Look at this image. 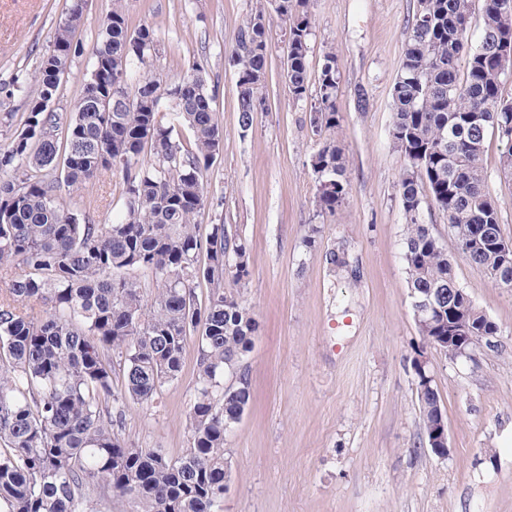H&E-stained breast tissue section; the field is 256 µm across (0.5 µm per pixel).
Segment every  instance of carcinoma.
I'll list each match as a JSON object with an SVG mask.
<instances>
[{"label": "carcinoma", "mask_w": 512, "mask_h": 512, "mask_svg": "<svg viewBox=\"0 0 512 512\" xmlns=\"http://www.w3.org/2000/svg\"><path fill=\"white\" fill-rule=\"evenodd\" d=\"M85 0H70L44 56L36 93L0 147V269L10 273L0 299V512H223L225 442L251 400L241 372L259 324L224 280L246 283L248 243L223 219L200 234L195 217L219 208L204 177L224 141L204 68L193 62L167 86L145 76L155 49L152 27L131 28L120 4L102 23L91 70L65 118L42 107L57 98L62 77L81 52L74 43ZM310 0H267L239 29L228 63L238 76L243 127L265 107L278 21L288 34L285 79L292 99L310 95ZM470 0H420L392 89L391 138L403 156L400 201L410 290L436 305L421 335H448V311L476 330L488 316L458 287L453 263L429 224L425 197L447 218L462 255L491 282L512 288V254L498 202L487 187V135L504 144L502 173L512 176V100L502 84L512 57L496 39H512V0H484L476 42L468 36ZM338 63L327 51L310 125L320 134L339 125ZM109 111L85 109L88 94ZM192 139L175 137L178 127ZM317 203L332 213L348 194L346 160L332 137L312 159ZM120 170L122 210L94 224L61 202L59 191L85 189ZM136 271L148 279L151 293ZM212 285L205 298L197 284ZM197 343L196 397L188 414L190 448L177 458L127 444L121 430L128 403L149 404L180 376ZM123 363L114 385L112 358ZM237 378L224 385V375ZM423 425L440 397L417 395Z\"/></svg>", "instance_id": "cac0c4a2"}]
</instances>
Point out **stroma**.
Wrapping results in <instances>:
<instances>
[{"label": "stroma", "instance_id": "obj_1", "mask_svg": "<svg viewBox=\"0 0 512 512\" xmlns=\"http://www.w3.org/2000/svg\"><path fill=\"white\" fill-rule=\"evenodd\" d=\"M112 0H88L77 38L81 52L62 79L56 112L70 113L90 68ZM67 0H0V114L22 116L43 56L52 48ZM256 0H122L131 25H151L156 50L146 75L171 85L201 62L223 135L210 168L209 196L245 237L251 277L238 290L259 322L245 367L251 404L227 440L231 461L224 512H512V288L494 286L457 248L446 217H422L453 261L459 286L498 326L497 345L476 360L451 359L420 334L403 258L405 215L399 184L404 160L394 147L391 90L419 0H312L308 59L338 62L334 138L347 161L349 192L334 213L319 211L311 160L322 141L310 101L293 100L284 69L288 39L270 31L266 108L243 127L239 88L228 58ZM504 146L488 136V190L512 240V179L500 172ZM69 209L100 224L122 203L112 171L79 192ZM322 234L314 249L308 225ZM345 250L351 270H333ZM424 357L445 411L451 453L421 449L424 437L413 362ZM198 349L151 404H129L122 435L139 448L181 456L190 446Z\"/></svg>", "mask_w": 512, "mask_h": 512}]
</instances>
